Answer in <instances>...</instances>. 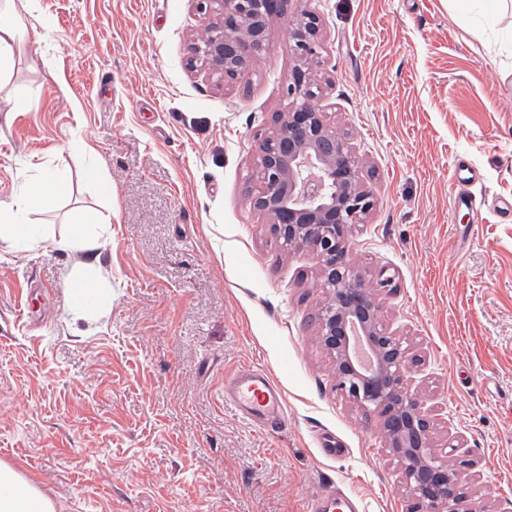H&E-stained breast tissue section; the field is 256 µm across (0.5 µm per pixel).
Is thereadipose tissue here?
Returning <instances> with one entry per match:
<instances>
[{"mask_svg": "<svg viewBox=\"0 0 512 512\" xmlns=\"http://www.w3.org/2000/svg\"><path fill=\"white\" fill-rule=\"evenodd\" d=\"M35 0H24L16 6L15 0H0V77L10 67L24 41V30L20 24L21 11H32ZM70 178L67 173L50 170L31 184L22 196L13 203L0 206V245L10 248L34 247L46 234L44 228L24 222V212L41 208L67 193ZM98 223L96 215L86 209L72 210L68 216L69 230L61 237L60 250L84 254L97 244L92 233ZM0 512H57L55 502L33 481L27 479L14 466L0 462Z\"/></svg>", "mask_w": 512, "mask_h": 512, "instance_id": "obj_1", "label": "adipose tissue"}]
</instances>
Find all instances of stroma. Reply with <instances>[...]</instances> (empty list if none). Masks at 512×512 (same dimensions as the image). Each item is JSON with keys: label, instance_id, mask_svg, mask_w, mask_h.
Here are the masks:
<instances>
[{"label": "stroma", "instance_id": "obj_1", "mask_svg": "<svg viewBox=\"0 0 512 512\" xmlns=\"http://www.w3.org/2000/svg\"><path fill=\"white\" fill-rule=\"evenodd\" d=\"M321 19L317 107L347 133L378 197L351 235L383 320L424 357L409 375L454 437L473 512H512V0H308ZM0 92V203L49 169L67 195L26 219L49 238L0 245V461L57 512H306L329 488L361 512H407L375 414L336 389L317 336L308 248L284 250L249 204L256 146L296 64L285 20L242 81L186 64L194 0H38ZM52 52L53 66L31 59ZM24 110L11 111L13 97ZM477 210L454 207L458 161ZM112 188L103 196L84 172ZM75 208L108 214L96 252L112 295L73 312L79 256L55 249ZM30 305L34 320L19 309ZM258 364L286 423L224 402ZM333 436L345 453L325 456Z\"/></svg>", "mask_w": 512, "mask_h": 512}]
</instances>
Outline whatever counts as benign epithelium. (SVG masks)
<instances>
[{"label": "benign epithelium", "mask_w": 512, "mask_h": 512, "mask_svg": "<svg viewBox=\"0 0 512 512\" xmlns=\"http://www.w3.org/2000/svg\"><path fill=\"white\" fill-rule=\"evenodd\" d=\"M204 15L202 36L188 45L186 65L223 83L248 76L268 45L272 24L290 15L297 64L288 103L272 116L257 146L251 206L271 220L282 245L309 247L320 263L327 300L319 313V341L332 359L336 387L367 413H376L389 453L399 464L410 512H472L461 473L436 450L434 417L409 384L420 362L381 320L378 291L348 255V235L376 207L363 186L350 139L314 102L321 92L315 63L321 20L302 0H195Z\"/></svg>", "instance_id": "benign-epithelium-1"}]
</instances>
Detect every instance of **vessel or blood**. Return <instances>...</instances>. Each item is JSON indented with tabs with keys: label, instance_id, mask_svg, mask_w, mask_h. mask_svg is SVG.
<instances>
[{
	"label": "vessel or blood",
	"instance_id": "vessel-or-blood-1",
	"mask_svg": "<svg viewBox=\"0 0 512 512\" xmlns=\"http://www.w3.org/2000/svg\"><path fill=\"white\" fill-rule=\"evenodd\" d=\"M472 170L457 163L454 178L453 203L475 207V196L468 190L474 182ZM224 399L234 405L254 426L275 429L284 424L288 412L286 401L274 380L262 369L243 367L224 379Z\"/></svg>",
	"mask_w": 512,
	"mask_h": 512
}]
</instances>
